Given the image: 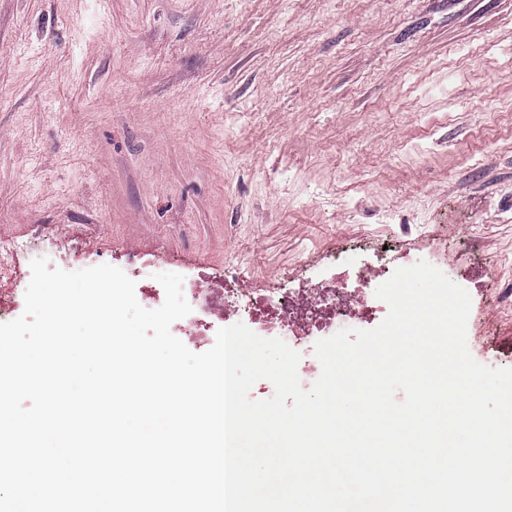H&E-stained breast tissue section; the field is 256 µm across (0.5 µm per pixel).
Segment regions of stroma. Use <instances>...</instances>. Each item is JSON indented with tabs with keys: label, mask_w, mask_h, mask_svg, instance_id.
I'll return each instance as SVG.
<instances>
[{
	"label": "stroma",
	"mask_w": 512,
	"mask_h": 512,
	"mask_svg": "<svg viewBox=\"0 0 512 512\" xmlns=\"http://www.w3.org/2000/svg\"><path fill=\"white\" fill-rule=\"evenodd\" d=\"M371 238L512 368V0H0V240L270 288Z\"/></svg>",
	"instance_id": "35a3bbf8"
}]
</instances>
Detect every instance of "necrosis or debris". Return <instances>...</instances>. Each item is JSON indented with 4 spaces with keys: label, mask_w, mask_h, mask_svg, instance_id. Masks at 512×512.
<instances>
[{
    "label": "necrosis or debris",
    "mask_w": 512,
    "mask_h": 512,
    "mask_svg": "<svg viewBox=\"0 0 512 512\" xmlns=\"http://www.w3.org/2000/svg\"><path fill=\"white\" fill-rule=\"evenodd\" d=\"M392 262L380 270L358 269L353 276V288H339L333 282L318 287L302 285L296 288H258L252 292L241 289L234 269L224 276V323H244L254 331H263L283 339L300 352L298 376L303 387H311L317 369L309 349L313 337H328L344 328H356L362 323L385 318L386 303L378 302L372 287L377 276H391Z\"/></svg>",
    "instance_id": "necrosis-or-debris-1"
}]
</instances>
